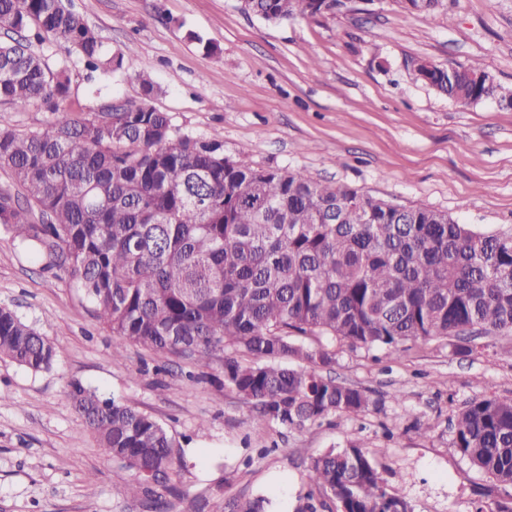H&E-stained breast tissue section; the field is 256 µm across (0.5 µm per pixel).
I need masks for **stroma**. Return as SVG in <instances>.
Returning a JSON list of instances; mask_svg holds the SVG:
<instances>
[{
  "instance_id": "35a3bbf8",
  "label": "stroma",
  "mask_w": 512,
  "mask_h": 512,
  "mask_svg": "<svg viewBox=\"0 0 512 512\" xmlns=\"http://www.w3.org/2000/svg\"><path fill=\"white\" fill-rule=\"evenodd\" d=\"M111 53L131 43L124 69L99 78L104 97L138 99L151 74L152 104L181 131L248 150L261 167H285L392 204L425 205L476 229L512 228V108L487 99L461 105L414 76L421 60L480 63L512 85V0H446L433 18L404 14L395 0H352L333 17L270 24L239 0H71ZM199 41H191L190 33ZM217 45L208 55L201 41ZM50 67L68 60L70 111L100 102L87 71L53 40L36 46ZM12 308L61 348L52 369L33 373L0 359V512H153L118 491L133 471L104 456L65 397L78 380L151 413L179 443L182 467L163 493L167 512H229L264 493L290 512L306 496L310 457L357 442L389 490L414 512H494L512 498L451 446L450 422L469 402L512 399V355L483 336L468 355L451 340L408 341L397 351L330 348L336 381L371 399L359 414L288 430L256 417L212 379L220 362L153 356L112 336L68 275L0 228V306Z\"/></svg>"
}]
</instances>
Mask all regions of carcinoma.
Returning a JSON list of instances; mask_svg holds the SVG:
<instances>
[{"label": "carcinoma", "mask_w": 512, "mask_h": 512, "mask_svg": "<svg viewBox=\"0 0 512 512\" xmlns=\"http://www.w3.org/2000/svg\"><path fill=\"white\" fill-rule=\"evenodd\" d=\"M410 16L433 18L444 0H397ZM268 23L336 16L350 0H241ZM0 102L40 103L54 115L21 133L0 126V167L17 190L0 189V226L47 253L94 305L112 335L171 357L222 362L218 387L252 404L264 421L302 428L357 414L366 391L323 374L336 351L305 337L366 348L454 338L470 354L483 333L512 338V231L482 232L426 206L401 208L343 185L279 167H257L247 151L182 133L150 103L156 86L138 75L142 97L104 105L107 119L77 120L67 61L51 69L31 51L51 37L87 69L123 68L66 0H0ZM418 79L460 104L494 98L512 107V88L482 66L422 61ZM230 348L255 362L224 356ZM60 347L0 306V358L35 373ZM66 396L106 456L134 471L120 495L152 493L174 469L176 440L153 415L79 381ZM451 446L479 471L512 487V400L473 401L454 423ZM308 477L326 499L299 512H413L387 489L356 442L311 459ZM257 496L231 512H271Z\"/></svg>", "instance_id": "1"}]
</instances>
